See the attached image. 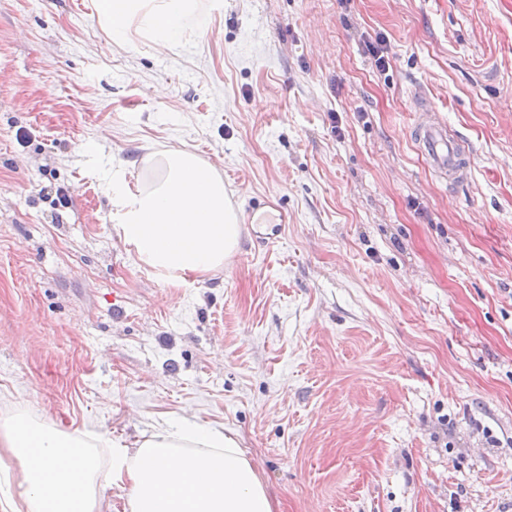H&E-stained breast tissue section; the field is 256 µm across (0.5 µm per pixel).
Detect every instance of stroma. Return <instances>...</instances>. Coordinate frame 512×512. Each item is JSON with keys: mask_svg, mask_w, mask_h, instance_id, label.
I'll use <instances>...</instances> for the list:
<instances>
[{"mask_svg": "<svg viewBox=\"0 0 512 512\" xmlns=\"http://www.w3.org/2000/svg\"><path fill=\"white\" fill-rule=\"evenodd\" d=\"M96 3L0 0V421L193 413L278 512H512V0H216L162 51ZM419 87L464 181L414 143ZM172 147L279 238L178 286L135 264L108 177Z\"/></svg>", "mask_w": 512, "mask_h": 512, "instance_id": "stroma-1", "label": "stroma"}]
</instances>
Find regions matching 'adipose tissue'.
<instances>
[{
	"instance_id": "adipose-tissue-1",
	"label": "adipose tissue",
	"mask_w": 512,
	"mask_h": 512,
	"mask_svg": "<svg viewBox=\"0 0 512 512\" xmlns=\"http://www.w3.org/2000/svg\"><path fill=\"white\" fill-rule=\"evenodd\" d=\"M201 0H98L113 45L135 37L174 46L207 24ZM113 230L135 261L178 284L223 269L247 232L218 169L195 153L166 150L148 187H110ZM98 441L18 413L0 423V469L11 478L9 512H109L108 487L127 488L125 512H275L254 461L236 434L195 416L152 426L116 445L111 465Z\"/></svg>"
}]
</instances>
